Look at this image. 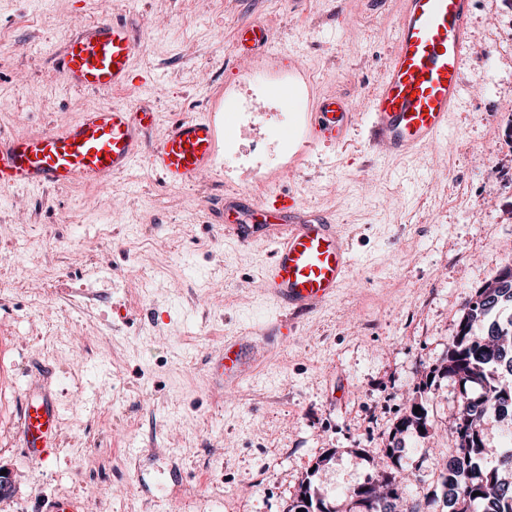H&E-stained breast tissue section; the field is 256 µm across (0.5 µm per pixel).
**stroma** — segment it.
I'll return each mask as SVG.
<instances>
[{
  "label": "stroma",
  "instance_id": "obj_1",
  "mask_svg": "<svg viewBox=\"0 0 512 512\" xmlns=\"http://www.w3.org/2000/svg\"><path fill=\"white\" fill-rule=\"evenodd\" d=\"M400 0H0V133L27 135L92 104L205 115L253 108L233 152L183 187L147 159L109 183L0 188V512L58 495L84 512H288L305 479L353 512L389 444L417 499L455 437L460 384L434 376L466 303L512 260V0H472L463 98L446 142L388 160L354 130L309 145L307 102L323 92L364 111L394 46ZM125 21L143 50L133 84L89 93L55 63L66 36ZM272 31L282 69L232 53L237 27ZM330 215L358 261L336 299L299 319L259 375L214 387L207 356L278 310L260 269L267 229L224 239V198L269 190ZM52 376L59 444L42 463L15 439L24 391ZM424 400L433 433H396Z\"/></svg>",
  "mask_w": 512,
  "mask_h": 512
}]
</instances>
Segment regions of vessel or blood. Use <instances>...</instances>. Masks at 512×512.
Masks as SVG:
<instances>
[{"label": "vessel or blood", "mask_w": 512, "mask_h": 512, "mask_svg": "<svg viewBox=\"0 0 512 512\" xmlns=\"http://www.w3.org/2000/svg\"><path fill=\"white\" fill-rule=\"evenodd\" d=\"M395 45L383 78L368 101L365 126L383 157L403 158L448 138L449 115L463 91L461 65L470 47L472 0H401ZM272 40L270 29L251 22L236 31L233 53L248 61ZM141 44L119 19L89 24L68 35L57 67L70 85L116 92L131 82ZM350 99L319 94L309 121L310 142L344 143L354 123ZM156 122L147 109L93 105L73 123L29 136H0V184L36 189L77 182L102 183L148 157L162 181L185 186L210 173L216 162L217 133L206 116L173 120L152 150L145 132ZM225 238L249 245L254 228H274V248L261 275L264 288L280 304L310 312L330 301L356 264L336 224L317 213H302L293 194L272 192L251 208L235 199L224 205ZM286 324L272 322L258 336L225 339L210 357L217 386L239 387L253 379L259 346L287 339ZM59 414L46 385L31 382L18 438L31 461L45 460L56 447Z\"/></svg>", "instance_id": "vessel-or-blood-1"}]
</instances>
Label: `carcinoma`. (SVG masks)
<instances>
[{"mask_svg":"<svg viewBox=\"0 0 512 512\" xmlns=\"http://www.w3.org/2000/svg\"><path fill=\"white\" fill-rule=\"evenodd\" d=\"M512 264L478 289L467 304L456 336L448 344L442 375L457 380L468 394L453 415L456 448L449 470L432 492L433 512H512V450L497 452L484 440V426L489 416L506 424L512 439V415L503 416V408H512ZM424 428L429 434L426 408L409 411L399 423V430ZM387 457L392 467L354 491L359 512H422L419 502L409 499L407 478L399 475L394 449ZM496 465H484L488 458ZM302 497L289 512H337L318 496L312 481L301 485Z\"/></svg>","mask_w":512,"mask_h":512,"instance_id":"cac0c4a2","label":"carcinoma"}]
</instances>
